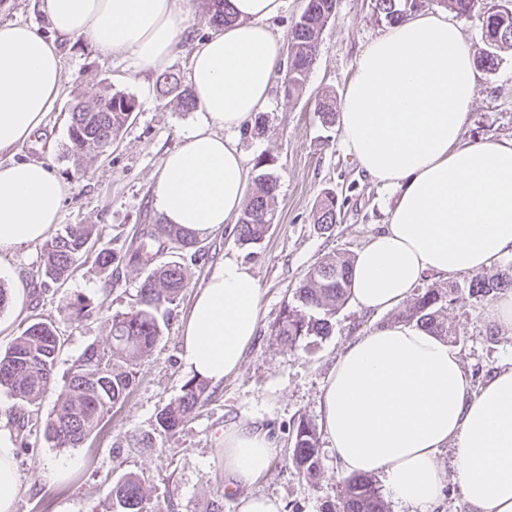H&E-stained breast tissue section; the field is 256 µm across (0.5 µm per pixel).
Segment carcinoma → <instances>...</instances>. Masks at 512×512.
Returning <instances> with one entry per match:
<instances>
[{"label":"carcinoma","instance_id":"carcinoma-1","mask_svg":"<svg viewBox=\"0 0 512 512\" xmlns=\"http://www.w3.org/2000/svg\"><path fill=\"white\" fill-rule=\"evenodd\" d=\"M438 2L458 16L470 15L478 0H374L373 11L392 25L412 13ZM336 0H308L307 7L292 27L288 38L287 64L279 81L284 95L300 98L317 56L319 35L332 16ZM485 48L477 56L478 66L492 70L498 64V51L512 48V0H489L479 15ZM164 96H173L185 112L196 108L190 89L180 74L166 72L156 79ZM134 96L104 85L93 96L72 106L69 116L67 153L81 166L85 159L112 147L137 111ZM324 123L336 119V95L324 94L317 103ZM277 177L262 172L255 183L236 225V241L256 245L275 223ZM336 196L327 192L318 201L314 223L329 232L338 223ZM91 229L76 224L54 236L44 247L43 263L37 270L40 286L47 289L63 284L71 269L89 251ZM152 242L168 241L199 258L202 247L198 238L177 224H157L143 232ZM355 258L347 253L324 257L303 276L294 295L296 304H285L273 326L275 336L289 348H305L313 338L330 334L332 319L351 296L352 267ZM187 287V271L178 262L153 268L142 280L136 306L126 312L109 314L111 343L107 347L89 346L67 374L52 412L48 415L45 435L55 448L82 445L99 428L104 416L129 396L136 380L137 360L152 350L163 335L170 306ZM512 290V265L491 277L475 275L465 286L456 283L431 284L418 290L393 320L413 323L446 340L457 342L452 327L445 320L444 309L464 305L504 290ZM63 345L62 336L50 322L35 321L16 337L11 348L0 356V387L16 399L32 404L56 385V358ZM207 384L192 378L182 386V394L157 415L159 431L174 433L193 411L206 400ZM291 460L298 474L308 482L320 475L321 456L317 425L299 421ZM106 512H153L140 480L125 474L106 495ZM338 512H389L388 505L369 475H351L342 479Z\"/></svg>","mask_w":512,"mask_h":512}]
</instances>
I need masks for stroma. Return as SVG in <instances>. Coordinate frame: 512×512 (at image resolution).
<instances>
[{
  "mask_svg": "<svg viewBox=\"0 0 512 512\" xmlns=\"http://www.w3.org/2000/svg\"><path fill=\"white\" fill-rule=\"evenodd\" d=\"M387 28L374 14L373 0H336L320 35L306 93L290 100L280 87H273L264 113L268 133H244L241 146L248 164L261 157L273 160L279 178L275 223L254 247L239 246L234 232L222 229L201 239L204 255L199 260L171 248L156 255L155 264H183L188 285L173 305L159 343L139 360L129 397L106 414L95 436L76 448L53 447L44 437L42 422L56 403L57 389L31 406L0 388V424L28 442L16 456L20 488L14 512H103L109 488L128 473L141 479L154 512H210L215 502L224 512H236L234 497L224 491V429L241 422L268 429L277 446L269 468L249 486V494L279 500L283 512H327L337 503L341 479L330 449L321 450V472L313 484L298 475L289 452L299 420L320 421L322 386L344 347L381 319L347 301L329 336L307 353L280 344L272 326L313 264L336 252L357 254L388 219L395 192L374 184L360 170L343 142L340 124L323 125L315 110L319 95L343 96L358 58ZM498 56L495 69L478 72L464 134L468 141L512 139V49ZM63 70L58 107L15 158L47 165L67 185L52 232L73 224L91 226L96 249L76 264L61 286L50 289L32 278L42 259V244L0 254V283L10 293L9 305L0 310V354L31 322L50 321L65 339L56 365L60 376L89 344L104 347L111 340L100 315L72 321L70 304L76 297L113 313L135 304L148 267L123 262L109 274L100 270L95 252L109 248L124 254L137 231L162 223L154 206L156 180L164 157L196 120L195 112L181 111L159 95L155 75L138 71L121 57L103 55L88 38L65 47ZM105 84L133 94L138 110L112 148L79 169L66 152L69 112L76 98L94 95ZM326 191L335 194L341 209L330 233L312 221ZM227 257L248 265L262 288L256 335L237 372L209 385L205 403L176 433L157 432L158 413L190 378L179 357L182 319L196 290ZM490 305L485 299L447 310L457 336L454 348L476 386L512 365V327L492 322ZM26 413L40 420L27 433L18 428Z\"/></svg>",
  "mask_w": 512,
  "mask_h": 512,
  "instance_id": "1",
  "label": "stroma"
}]
</instances>
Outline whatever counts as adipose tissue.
<instances>
[{
    "label": "adipose tissue",
    "instance_id": "ef3b65f1",
    "mask_svg": "<svg viewBox=\"0 0 512 512\" xmlns=\"http://www.w3.org/2000/svg\"><path fill=\"white\" fill-rule=\"evenodd\" d=\"M284 0H226L232 25L191 46L188 81L198 120L168 152L155 186L166 223L205 237L237 224L250 170L235 131L264 112L281 62L269 22ZM54 31L0 22V251L45 239L66 186L16 149L45 125L64 87L61 46L87 37L104 54L161 73L188 28L177 0H41ZM478 75L460 26L425 9L361 54L343 96L345 143L366 175L397 198L388 222L358 251L351 297L380 314L427 274L478 273L512 257V140L463 137ZM261 288L225 258L198 288L181 330V361L219 383L235 372L259 323ZM321 425L341 476L376 475L405 512H430L453 446L472 512H512V367L473 387L456 351L409 323L351 341L320 396ZM12 433L0 427V512L19 492ZM276 449L265 430H224L229 489L250 485Z\"/></svg>",
    "mask_w": 512,
    "mask_h": 512
}]
</instances>
